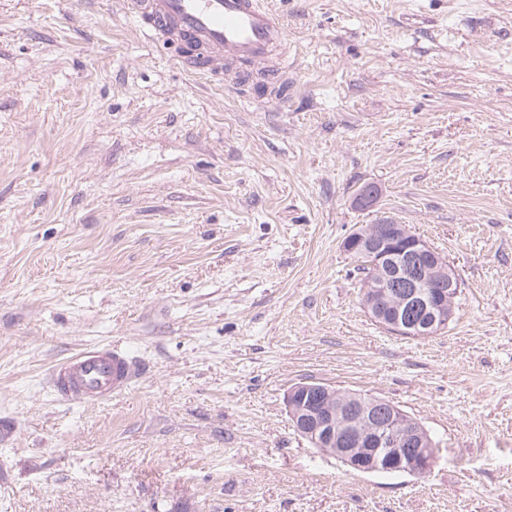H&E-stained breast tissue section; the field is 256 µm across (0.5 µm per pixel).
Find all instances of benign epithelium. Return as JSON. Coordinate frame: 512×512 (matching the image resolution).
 Listing matches in <instances>:
<instances>
[{
    "label": "benign epithelium",
    "instance_id": "1",
    "mask_svg": "<svg viewBox=\"0 0 512 512\" xmlns=\"http://www.w3.org/2000/svg\"><path fill=\"white\" fill-rule=\"evenodd\" d=\"M343 249L366 260L372 276L360 283L368 316L401 336H432L447 328L460 280L447 259L405 224L387 217L350 233ZM286 407L293 429L339 458L350 471L428 474L430 432L393 403L326 384L294 387Z\"/></svg>",
    "mask_w": 512,
    "mask_h": 512
}]
</instances>
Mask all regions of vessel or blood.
<instances>
[{"label": "vessel or blood", "mask_w": 512, "mask_h": 512, "mask_svg": "<svg viewBox=\"0 0 512 512\" xmlns=\"http://www.w3.org/2000/svg\"><path fill=\"white\" fill-rule=\"evenodd\" d=\"M129 15L145 35L174 46L173 61L185 70L242 90L261 74L282 94L278 78L288 34L264 0H126ZM137 367L117 346L85 348L57 361L49 384L62 400L102 404L127 391Z\"/></svg>", "instance_id": "1"}]
</instances>
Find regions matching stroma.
Segmentation results:
<instances>
[{"instance_id": "obj_1", "label": "stroma", "mask_w": 512, "mask_h": 512, "mask_svg": "<svg viewBox=\"0 0 512 512\" xmlns=\"http://www.w3.org/2000/svg\"><path fill=\"white\" fill-rule=\"evenodd\" d=\"M267 3L284 101L173 67L122 0H0V512H512V0ZM386 216L461 280L437 335L363 309L342 242ZM103 344L131 388L57 399ZM312 381L420 421L431 471L312 447ZM137 375L128 354L115 345L81 349L57 361L49 370V384L62 400L102 404L127 391Z\"/></svg>"}]
</instances>
